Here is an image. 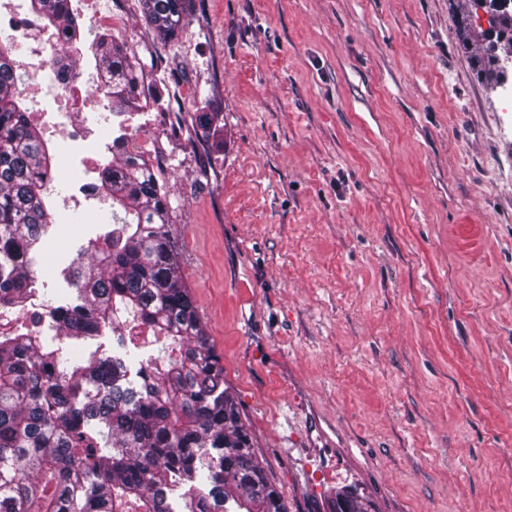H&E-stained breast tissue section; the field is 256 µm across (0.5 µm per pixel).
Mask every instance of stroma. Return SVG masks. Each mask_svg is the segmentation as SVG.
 <instances>
[{
	"instance_id": "stroma-1",
	"label": "stroma",
	"mask_w": 512,
	"mask_h": 512,
	"mask_svg": "<svg viewBox=\"0 0 512 512\" xmlns=\"http://www.w3.org/2000/svg\"><path fill=\"white\" fill-rule=\"evenodd\" d=\"M99 7L181 114L172 135L151 107L125 125L288 512L339 488L372 512H512V97L473 68L455 0H196L165 45L140 0ZM57 174L33 270L71 303L63 270L109 227L79 192L97 166L61 150Z\"/></svg>"
}]
</instances>
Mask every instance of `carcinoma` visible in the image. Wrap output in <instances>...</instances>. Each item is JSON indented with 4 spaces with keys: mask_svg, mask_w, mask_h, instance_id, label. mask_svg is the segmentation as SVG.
Listing matches in <instances>:
<instances>
[{
    "mask_svg": "<svg viewBox=\"0 0 512 512\" xmlns=\"http://www.w3.org/2000/svg\"><path fill=\"white\" fill-rule=\"evenodd\" d=\"M26 2L69 46L77 69L85 33L71 0ZM193 5L140 0L145 24L163 43L177 38ZM481 8L490 27L512 28V0H469L466 42ZM0 43V308L22 310L35 293L31 253L53 219L46 198L57 151L18 90L26 73L14 69L11 38ZM88 49L113 115L160 105L123 43L97 34ZM509 52L511 39L491 41L472 64L494 86L495 60ZM93 195L109 201L103 220L112 229L85 250L87 261L68 268L77 303L50 304L48 315L61 336L110 329L122 348L146 332L160 344L158 354L132 379L123 356L73 364L29 330L0 332V512H173L169 494L178 483L188 486L185 512H223L230 501L237 512H286L224 389V365L182 278L170 196L153 165L117 139ZM369 509L353 493L336 492L334 512Z\"/></svg>",
    "mask_w": 512,
    "mask_h": 512,
    "instance_id": "obj_1",
    "label": "carcinoma"
}]
</instances>
